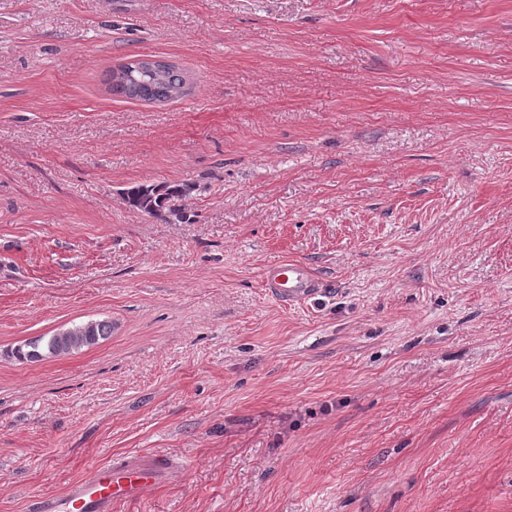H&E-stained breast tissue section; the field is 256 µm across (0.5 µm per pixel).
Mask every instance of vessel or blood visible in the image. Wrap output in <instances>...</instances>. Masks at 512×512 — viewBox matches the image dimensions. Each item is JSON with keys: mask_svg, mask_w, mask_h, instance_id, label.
Wrapping results in <instances>:
<instances>
[{"mask_svg": "<svg viewBox=\"0 0 512 512\" xmlns=\"http://www.w3.org/2000/svg\"><path fill=\"white\" fill-rule=\"evenodd\" d=\"M269 294L283 304L301 302L321 290L319 281L299 262L270 267L264 276ZM173 465L164 455L137 456L124 464H103L68 484L59 496L38 501L37 512H112L114 504L130 501L161 484Z\"/></svg>", "mask_w": 512, "mask_h": 512, "instance_id": "obj_1", "label": "vessel or blood"}]
</instances>
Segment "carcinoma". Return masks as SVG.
Wrapping results in <instances>:
<instances>
[{
    "mask_svg": "<svg viewBox=\"0 0 512 512\" xmlns=\"http://www.w3.org/2000/svg\"><path fill=\"white\" fill-rule=\"evenodd\" d=\"M112 93L128 100L166 102L184 94L187 76L172 64L140 59L120 66L110 74ZM195 190L190 183L137 185L125 190L124 196L134 209L154 218L185 222L183 201ZM112 334L106 320H91L63 329L51 336L27 340L15 349L21 361H40L93 347Z\"/></svg>",
    "mask_w": 512,
    "mask_h": 512,
    "instance_id": "carcinoma-1",
    "label": "carcinoma"
}]
</instances>
